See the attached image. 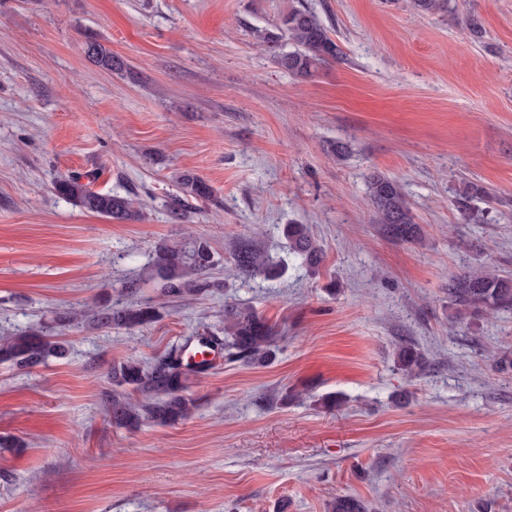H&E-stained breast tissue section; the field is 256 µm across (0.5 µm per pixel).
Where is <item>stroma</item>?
<instances>
[{
	"instance_id": "obj_1",
	"label": "stroma",
	"mask_w": 512,
	"mask_h": 512,
	"mask_svg": "<svg viewBox=\"0 0 512 512\" xmlns=\"http://www.w3.org/2000/svg\"><path fill=\"white\" fill-rule=\"evenodd\" d=\"M301 6L342 53L307 79L255 37ZM449 6L0 0V336L39 326L67 349L31 370L0 361V512H330L339 496L368 512H512V310L456 324L448 299L461 268L512 275V0ZM471 14L478 41L460 25ZM89 40L125 69L88 57ZM374 170L400 180L421 243L372 223ZM186 173L213 196L176 223ZM75 175L137 192L141 218L59 196ZM471 182L490 194L475 221L456 207ZM286 224L308 225L318 269L288 261ZM185 232L210 240L224 286L176 303L147 267ZM236 239L286 273L237 276ZM132 283L160 319L71 322ZM235 303L276 325L273 362L190 378L189 419L113 423V362L222 335ZM404 342L424 356L409 379ZM328 394L341 405L323 408Z\"/></svg>"
}]
</instances>
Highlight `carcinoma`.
<instances>
[{"label": "carcinoma", "instance_id": "cac0c4a2", "mask_svg": "<svg viewBox=\"0 0 512 512\" xmlns=\"http://www.w3.org/2000/svg\"><path fill=\"white\" fill-rule=\"evenodd\" d=\"M413 7L423 14L450 12L448 0H412ZM263 50L289 74L307 78L329 59L340 57L336 42L328 29L311 10L293 8L282 16L272 30L258 32ZM85 52L114 71L125 68L124 61L105 51L95 40L86 42ZM184 194L201 201L212 197L211 188L198 177H182ZM55 192L73 201L85 211L113 220H127L136 214V198L110 191L96 190L83 184L78 177L61 179L54 184ZM481 186L472 184L457 199V207L469 209L473 197H487ZM368 206L374 223L380 224L388 238L400 243H415L422 237L410 203L400 181L374 172L369 177ZM283 235L290 254L310 269L321 262V249L304 224H286ZM231 259L237 274L243 278H275L285 265L270 260L246 244L234 247ZM219 263L208 238L183 234L161 240L152 254L150 270L163 282L162 294L172 301L201 297L224 282L212 275ZM448 298L455 309V319L461 320L470 312L495 314L512 309V277L491 269H465L448 282ZM159 308L149 302L117 303L104 312L89 306L75 312L69 320L77 323L89 320L98 326L135 331L155 322ZM203 343L224 349L233 359L253 365H265L276 357L275 327L251 307L243 304L224 307V336H206ZM185 345H177L151 363L125 359L112 364V384L117 389L108 396L112 422L119 426L136 427L143 422L165 425L189 418L194 410L187 396V382L194 372L185 363ZM65 354L64 345L40 329H31L0 339V360L10 361L20 370H31L51 355ZM398 369L414 377L422 369V357L409 345L396 351ZM332 512H366L364 504L351 496H340Z\"/></svg>", "mask_w": 512, "mask_h": 512}]
</instances>
